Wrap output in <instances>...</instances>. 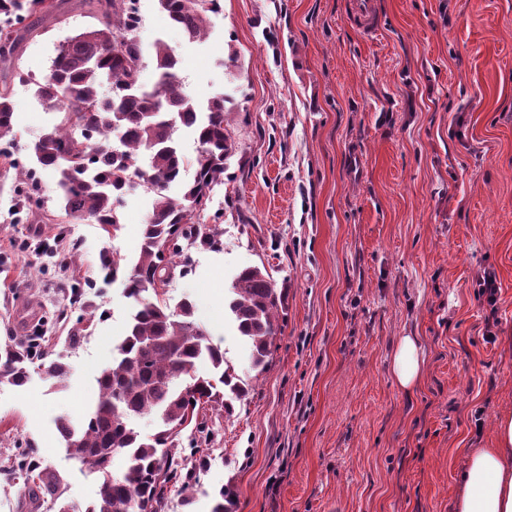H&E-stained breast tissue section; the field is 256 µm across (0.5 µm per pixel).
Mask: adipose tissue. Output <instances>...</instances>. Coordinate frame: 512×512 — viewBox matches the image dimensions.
<instances>
[{
	"instance_id": "ef3b65f1",
	"label": "adipose tissue",
	"mask_w": 512,
	"mask_h": 512,
	"mask_svg": "<svg viewBox=\"0 0 512 512\" xmlns=\"http://www.w3.org/2000/svg\"><path fill=\"white\" fill-rule=\"evenodd\" d=\"M423 350L416 337H399L391 359L397 386L412 392L422 378ZM454 512H512V414L501 416L489 448L467 453Z\"/></svg>"
}]
</instances>
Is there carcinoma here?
I'll return each mask as SVG.
<instances>
[{
  "mask_svg": "<svg viewBox=\"0 0 512 512\" xmlns=\"http://www.w3.org/2000/svg\"><path fill=\"white\" fill-rule=\"evenodd\" d=\"M134 0H82L97 24L70 38L52 61L49 72L34 83L35 98L54 122L35 142L29 164L14 163L22 175L31 166L57 171V192L65 214L89 218L109 236L120 229L118 202L128 190L142 186L154 194L152 209L141 225L139 253L125 263L106 246L100 253L103 281L121 275L128 297L138 308L130 315L126 333L112 348V363L97 383L94 410L81 423L62 416L56 428L68 454L97 475V498L84 507L65 497L61 475L25 457L13 464L23 479L21 496L30 503L50 498L54 512H162L169 483L181 478L171 449L181 432L175 428L198 421L201 410H230L226 397L241 399L246 388L228 365L224 351L213 344L195 319V303L176 308L159 299L163 276L181 262L188 250L178 244L212 245L217 233L202 232L195 220L204 213L213 186L224 181V168L234 145L227 132L225 99L210 98L199 107L184 91L177 72L180 58L165 41L153 45L151 60L158 73L152 89L132 84L145 62L134 34L140 19ZM160 10L190 42L208 32L209 14L220 0H157ZM61 0H0V70L24 78L17 67L18 49L33 30L32 17L57 18ZM124 33L122 55L110 51L117 33ZM10 83L0 84V141L12 133ZM190 127L198 143L195 175L183 180L185 159L176 132ZM180 186V194L166 191ZM239 336L250 345L252 369L265 371L272 347L281 333L286 310L285 289L276 286L266 268L248 266L232 279L227 302ZM35 353L20 345H0V383L21 387L29 380ZM210 364L213 375L196 374L197 364ZM45 374L54 384L65 383L70 365L58 356L47 361ZM155 415L160 426L145 440L133 427L140 416ZM122 453L121 475L112 473V458ZM234 492L226 487L214 498L212 512H234Z\"/></svg>",
  "mask_w": 512,
  "mask_h": 512,
  "instance_id": "cac0c4a2",
  "label": "carcinoma"
}]
</instances>
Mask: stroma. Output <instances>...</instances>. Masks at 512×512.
Returning <instances> with one entry per match:
<instances>
[{
    "mask_svg": "<svg viewBox=\"0 0 512 512\" xmlns=\"http://www.w3.org/2000/svg\"><path fill=\"white\" fill-rule=\"evenodd\" d=\"M348 2L221 0L207 38L190 43L157 0H138L143 50L173 47L189 96L232 97L236 145L203 217L219 243L190 248L166 297L194 300L248 393L208 413V436L181 439L175 455L191 478L172 486L164 512H211L225 486L236 512H452L465 449L492 447L498 417L512 412V0H377L373 36L350 21ZM93 23L66 12L18 52L30 81L13 85L12 142L0 154V343L36 341L72 374L58 387L36 362L24 386L0 384V512H34L6 469L25 449L63 477L68 500L97 492L55 421L96 402L112 359L104 347L131 301L121 282H103L110 241L65 215L55 172L37 170L35 205L12 166L51 119L32 81ZM150 209L144 188L124 196L113 241L124 258L138 252ZM254 265L288 291L259 375L231 320L210 313ZM488 266L499 285L492 343L473 288ZM78 283L88 286L80 306ZM406 335L424 353L409 394L390 373Z\"/></svg>",
    "mask_w": 512,
    "mask_h": 512,
    "instance_id": "obj_1",
    "label": "stroma"
}]
</instances>
